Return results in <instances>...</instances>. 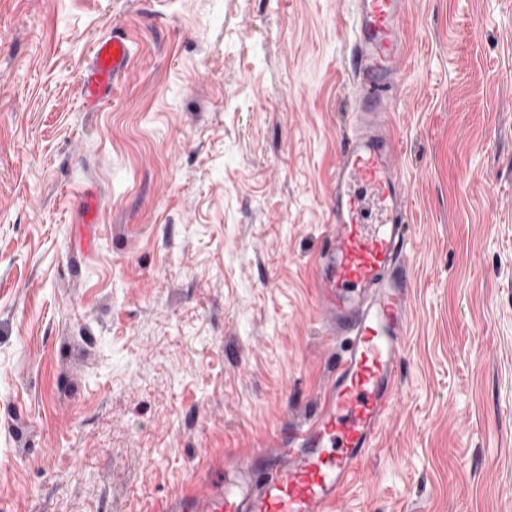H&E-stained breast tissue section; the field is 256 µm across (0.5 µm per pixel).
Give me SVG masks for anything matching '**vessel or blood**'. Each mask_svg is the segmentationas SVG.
<instances>
[{
  "mask_svg": "<svg viewBox=\"0 0 512 512\" xmlns=\"http://www.w3.org/2000/svg\"><path fill=\"white\" fill-rule=\"evenodd\" d=\"M408 0H352L346 69L354 107L329 177L328 233L317 261L316 309L346 346L313 418L255 456L224 463L223 480L163 512H332L375 449L398 402L399 364L413 306L409 187L395 117L406 72ZM125 37L99 39L80 96L94 111L130 65Z\"/></svg>",
  "mask_w": 512,
  "mask_h": 512,
  "instance_id": "1",
  "label": "vessel or blood"
}]
</instances>
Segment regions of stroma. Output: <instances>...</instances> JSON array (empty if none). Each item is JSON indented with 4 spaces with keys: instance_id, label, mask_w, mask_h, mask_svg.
Returning a JSON list of instances; mask_svg holds the SVG:
<instances>
[{
    "instance_id": "obj_1",
    "label": "stroma",
    "mask_w": 512,
    "mask_h": 512,
    "mask_svg": "<svg viewBox=\"0 0 512 512\" xmlns=\"http://www.w3.org/2000/svg\"><path fill=\"white\" fill-rule=\"evenodd\" d=\"M409 3L411 327L337 512H512V0ZM349 15L0 0V512H157L311 417ZM116 30L130 68L86 111ZM127 39L112 34L99 39L92 51V61L84 71L80 96L86 110L95 111L112 93V85L121 78L130 65Z\"/></svg>"
}]
</instances>
